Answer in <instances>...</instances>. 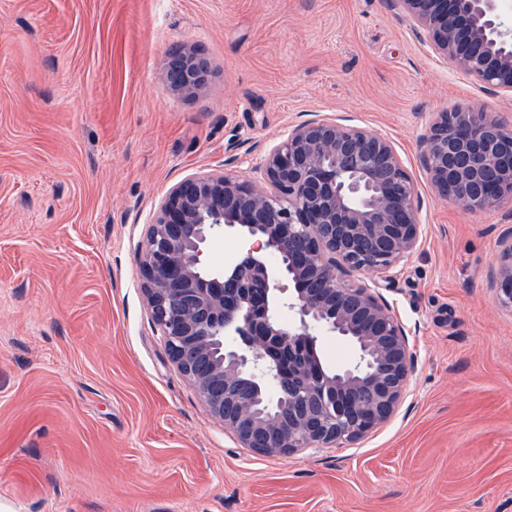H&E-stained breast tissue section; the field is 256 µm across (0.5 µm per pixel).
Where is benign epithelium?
Listing matches in <instances>:
<instances>
[{"instance_id":"7a95c632","label":"benign epithelium","mask_w":512,"mask_h":512,"mask_svg":"<svg viewBox=\"0 0 512 512\" xmlns=\"http://www.w3.org/2000/svg\"><path fill=\"white\" fill-rule=\"evenodd\" d=\"M431 50L487 90L512 94V13L502 0H392ZM190 44L166 62L170 88L192 95L210 76ZM432 190L471 211L512 198V128L488 113H437L422 137ZM246 183L229 171L187 176L167 192L138 257L152 320L177 370L242 447L267 455L355 441L400 404L413 355L377 289L423 236L414 182L386 138L320 114L288 127ZM223 235L246 244L224 269L205 262ZM308 251L298 258L299 239ZM275 254L278 262H268ZM374 272L373 286L353 277ZM293 288H282V281ZM497 300L512 309V237L501 241ZM288 308L292 320L278 319ZM350 340L353 363L329 373L313 360L269 363L270 346ZM237 344L228 345L224 337ZM280 382L275 404L247 380Z\"/></svg>"}]
</instances>
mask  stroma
<instances>
[{
    "mask_svg": "<svg viewBox=\"0 0 512 512\" xmlns=\"http://www.w3.org/2000/svg\"><path fill=\"white\" fill-rule=\"evenodd\" d=\"M185 43L212 67L189 96L164 72ZM455 107L512 127V96L390 0H0V512H512V200L432 191L420 137ZM315 113L391 141L414 181L423 240L382 291L414 368L364 438L269 457L169 360L137 247L174 183L250 180ZM500 246L496 269V295L502 307L512 309V237L505 236Z\"/></svg>",
    "mask_w": 512,
    "mask_h": 512,
    "instance_id": "1",
    "label": "stroma"
}]
</instances>
